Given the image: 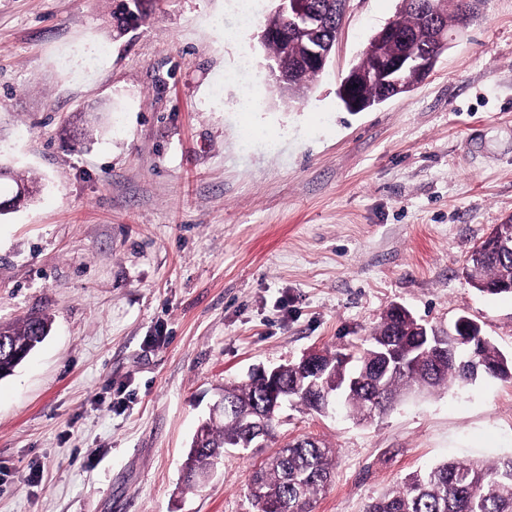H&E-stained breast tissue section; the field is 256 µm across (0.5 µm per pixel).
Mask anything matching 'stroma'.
<instances>
[{"mask_svg": "<svg viewBox=\"0 0 512 512\" xmlns=\"http://www.w3.org/2000/svg\"><path fill=\"white\" fill-rule=\"evenodd\" d=\"M0 0V167L35 201L0 214V327L46 339L0 379V512H253L264 456L228 449L187 488L225 384L351 351L392 305L476 321L512 357V296L465 275L512 219V0L407 93L338 89L402 0H349L325 68L282 92L238 0ZM335 448L312 512H365L406 474L512 455V382L404 400L362 425L283 412L271 447Z\"/></svg>", "mask_w": 512, "mask_h": 512, "instance_id": "stroma-1", "label": "stroma"}]
</instances>
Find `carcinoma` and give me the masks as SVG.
Here are the masks:
<instances>
[{
    "label": "carcinoma",
    "mask_w": 512,
    "mask_h": 512,
    "mask_svg": "<svg viewBox=\"0 0 512 512\" xmlns=\"http://www.w3.org/2000/svg\"><path fill=\"white\" fill-rule=\"evenodd\" d=\"M421 23V15L410 4L393 26L407 33ZM483 251L482 260H467L473 287L492 295L512 294L511 288L499 286L512 278V242ZM391 313L385 312L358 350L310 354L309 362L318 365V377L300 361L281 367L277 388L292 394L296 406L319 412L325 405L307 389L315 377L336 394V405L354 419L370 423L406 394L464 388L484 376L512 381V358L481 335L480 328H474L465 343L446 342L405 308L396 330L390 331ZM48 333V319L34 315L16 326L0 327V378L10 375ZM223 399L232 415L220 422H203V439L191 443L184 465L190 487L203 484L227 446L251 444L247 424L259 412L281 414L268 387L252 378L224 384ZM334 457V449L309 438L276 451L250 479L249 497L256 512H268L271 506L278 512H311L313 502L329 485ZM367 512H512V457L454 460L416 470L371 503Z\"/></svg>",
    "instance_id": "carcinoma-1"
}]
</instances>
